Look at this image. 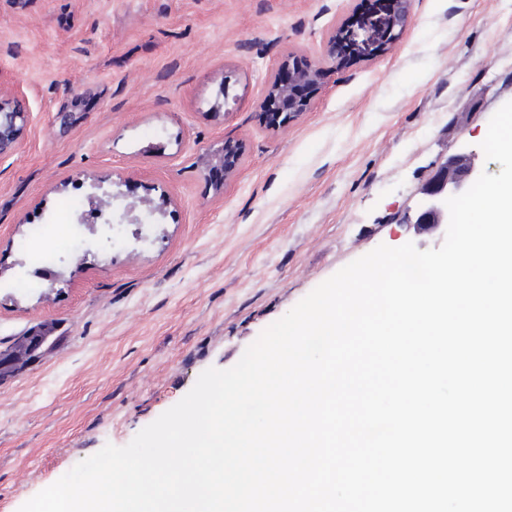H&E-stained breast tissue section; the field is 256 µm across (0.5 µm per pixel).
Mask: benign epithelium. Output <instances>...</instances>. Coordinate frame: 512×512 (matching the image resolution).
<instances>
[{
  "instance_id": "benign-epithelium-1",
  "label": "benign epithelium",
  "mask_w": 512,
  "mask_h": 512,
  "mask_svg": "<svg viewBox=\"0 0 512 512\" xmlns=\"http://www.w3.org/2000/svg\"><path fill=\"white\" fill-rule=\"evenodd\" d=\"M411 0H396L394 13L380 19H366L349 26L333 37L330 51L336 52V44L342 42L358 56H373L387 51L396 41L410 16ZM324 79L320 66L308 65L303 69H293L292 64L282 63L269 85L262 105L274 101L288 107L286 120L299 118L310 106L311 99L297 98V87L309 84L318 87ZM29 112L20 104L11 106L0 103V155L11 152L18 136L28 123ZM477 153L464 146L457 153L442 162L433 178L423 189L425 196L422 210L414 223L436 229L449 223V212L445 200L465 192L481 175L476 165ZM105 204L95 196L89 197L88 211L79 218V223L97 232L98 219L104 215ZM48 340L44 330H36L16 339L15 345L7 353H0V375L10 371L17 364L34 358Z\"/></svg>"
}]
</instances>
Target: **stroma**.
Segmentation results:
<instances>
[{"instance_id":"stroma-1","label":"stroma","mask_w":512,"mask_h":512,"mask_svg":"<svg viewBox=\"0 0 512 512\" xmlns=\"http://www.w3.org/2000/svg\"><path fill=\"white\" fill-rule=\"evenodd\" d=\"M359 2L0 0V97L30 114L0 156V352L51 335L0 376V512L127 445L378 245H442L405 218L512 101V0H412L389 52L327 63ZM290 56L328 72L272 127L260 103ZM228 140L243 153L219 185L202 159ZM92 195L161 212L93 236Z\"/></svg>"}]
</instances>
